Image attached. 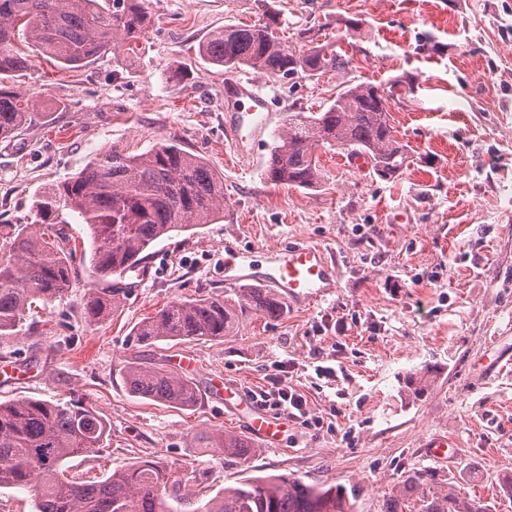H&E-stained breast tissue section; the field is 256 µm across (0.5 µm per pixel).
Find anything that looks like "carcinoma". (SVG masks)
Wrapping results in <instances>:
<instances>
[{"label":"carcinoma","instance_id":"cac0c4a2","mask_svg":"<svg viewBox=\"0 0 512 512\" xmlns=\"http://www.w3.org/2000/svg\"><path fill=\"white\" fill-rule=\"evenodd\" d=\"M147 0H0V138L23 131L36 100L8 84L27 60L17 39L71 70L109 52H135L149 16ZM275 19L227 26L199 48L200 59L221 72L249 68L261 75L309 80L342 76L352 60L302 32V44L277 35ZM385 89L373 83L338 85L320 112H290L270 149L266 176L276 186L313 189L325 173L317 150L340 146L366 155L374 173L394 179L409 164L396 136ZM224 205V179L200 157L173 142L140 154L99 152L81 171L44 191L34 202L39 233L0 225V336H18L33 304L47 305L76 282L77 245L63 215L89 229L94 280L84 314L98 321L120 307L131 289L111 280L144 271L143 253L155 241L211 224ZM241 303L265 318L283 315V303L266 288L241 289ZM234 310L214 297L174 299L133 330L138 345L156 341H213L230 335ZM130 393L175 408L199 400L192 379L163 366L133 364ZM109 422L93 406L22 397L0 402V488L26 490L35 512H173L193 492L177 470L139 461L93 482L65 476L67 464L104 447ZM224 455L250 459L253 443L217 430L204 436ZM195 512H353L347 491L306 484L288 474L248 477L206 500ZM384 512H488L480 499L459 496L426 469L413 468L394 487Z\"/></svg>","mask_w":512,"mask_h":512}]
</instances>
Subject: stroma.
I'll list each match as a JSON object with an SVG mask.
<instances>
[{
  "instance_id": "35a3bbf8",
  "label": "stroma",
  "mask_w": 512,
  "mask_h": 512,
  "mask_svg": "<svg viewBox=\"0 0 512 512\" xmlns=\"http://www.w3.org/2000/svg\"><path fill=\"white\" fill-rule=\"evenodd\" d=\"M137 54H105L75 71L33 57L14 84L38 112L23 135L0 140V224H29L45 188L99 151L142 153L173 141L224 179V216L155 243L130 298L96 322L84 315L88 262L70 291L35 313L34 327L0 337V402L21 397L93 405L109 419L103 450L69 463L95 481L150 459L217 491L287 472L355 495L354 512H383L392 488L425 467L452 487L512 512V0H149ZM276 15L278 33L337 42L347 81L391 87L389 103L410 163L385 181L318 152L313 190L271 185L265 167L286 112L321 111L338 81L255 75L276 116L261 140L237 149L226 134L224 76L199 45L224 27ZM361 26L344 39L345 19ZM326 248L336 286L272 320L240 307L224 285V247ZM218 296L236 309L233 333L212 342L136 345L131 332L175 298ZM201 396L189 409L133 396L130 364L180 371ZM333 367L320 377L316 366ZM426 376L414 394L411 381ZM223 378L233 397L215 392ZM284 379L307 400L310 423L289 420L248 461L201 447V433H246L263 409L254 394ZM322 426H314V419ZM457 443L450 462L427 456L436 435Z\"/></svg>"
}]
</instances>
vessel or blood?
<instances>
[{
    "label": "vessel or blood",
    "mask_w": 512,
    "mask_h": 512,
    "mask_svg": "<svg viewBox=\"0 0 512 512\" xmlns=\"http://www.w3.org/2000/svg\"><path fill=\"white\" fill-rule=\"evenodd\" d=\"M224 86L239 99V110L232 118L235 129H248L250 139H258L272 116L266 96L254 80L246 76H225ZM256 257L267 265L261 284L286 302H315L332 291V265L324 250L315 246H258L250 251L225 248V285L236 287L250 280L249 269ZM284 424V418L259 414L249 421L248 429L253 437L269 444L276 440Z\"/></svg>",
    "instance_id": "1"
}]
</instances>
